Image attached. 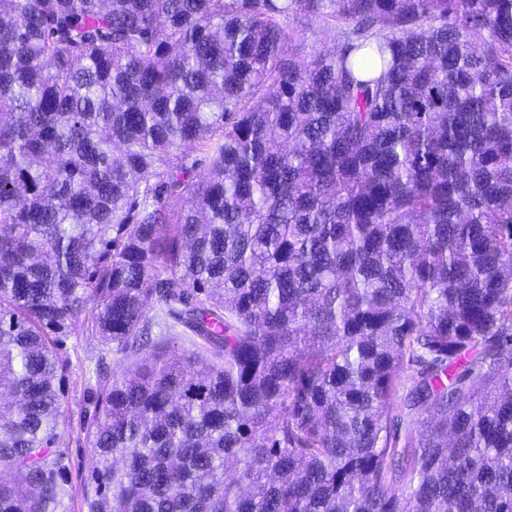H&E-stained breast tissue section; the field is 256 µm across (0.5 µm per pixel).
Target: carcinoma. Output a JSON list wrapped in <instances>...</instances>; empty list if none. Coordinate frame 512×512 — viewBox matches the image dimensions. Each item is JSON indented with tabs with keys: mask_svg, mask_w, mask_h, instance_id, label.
Returning a JSON list of instances; mask_svg holds the SVG:
<instances>
[{
	"mask_svg": "<svg viewBox=\"0 0 512 512\" xmlns=\"http://www.w3.org/2000/svg\"><path fill=\"white\" fill-rule=\"evenodd\" d=\"M85 316L87 512H512V0H0V512Z\"/></svg>",
	"mask_w": 512,
	"mask_h": 512,
	"instance_id": "carcinoma-1",
	"label": "carcinoma"
}]
</instances>
